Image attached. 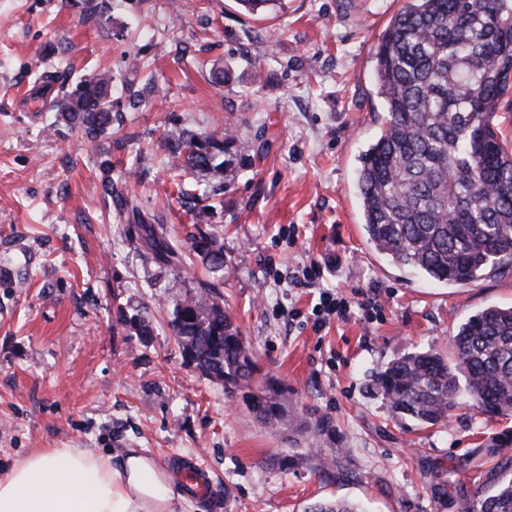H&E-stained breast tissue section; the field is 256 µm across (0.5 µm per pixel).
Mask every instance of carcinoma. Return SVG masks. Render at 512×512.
<instances>
[{
    "mask_svg": "<svg viewBox=\"0 0 512 512\" xmlns=\"http://www.w3.org/2000/svg\"><path fill=\"white\" fill-rule=\"evenodd\" d=\"M378 94L388 117L361 155L357 172L368 241L393 263L450 285L481 280L487 270L512 263V147L495 123L501 98L512 90V0H408L378 39ZM65 120L95 138L112 126V73L82 80L54 105ZM240 165L251 143L227 130L165 132L157 147L194 173L225 169L224 145ZM199 224L191 250L215 270L224 248ZM142 242L165 265L181 256L165 233L143 224ZM171 327L185 359L233 387L255 373L253 355L224 309L219 285L205 284L174 300ZM451 356L434 350L405 353L377 372L372 391L392 412L419 425L444 423L465 392L476 412L512 415V307L489 306L452 336ZM282 392L269 387L254 409L282 419ZM512 432L480 452L507 472L490 494L461 512H512ZM306 512H362L345 502H318Z\"/></svg>",
    "mask_w": 512,
    "mask_h": 512,
    "instance_id": "carcinoma-1",
    "label": "carcinoma"
}]
</instances>
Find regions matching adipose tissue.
<instances>
[{
	"label": "adipose tissue",
	"instance_id": "obj_1",
	"mask_svg": "<svg viewBox=\"0 0 512 512\" xmlns=\"http://www.w3.org/2000/svg\"><path fill=\"white\" fill-rule=\"evenodd\" d=\"M184 499L143 449L122 455L42 448L0 472V512H184Z\"/></svg>",
	"mask_w": 512,
	"mask_h": 512
}]
</instances>
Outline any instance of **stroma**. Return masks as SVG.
<instances>
[{
	"label": "stroma",
	"mask_w": 512,
	"mask_h": 512,
	"mask_svg": "<svg viewBox=\"0 0 512 512\" xmlns=\"http://www.w3.org/2000/svg\"><path fill=\"white\" fill-rule=\"evenodd\" d=\"M0 0V469L40 448H141L169 473L198 461L212 497L182 482L186 512H459L498 473L476 451L512 430L459 399L446 424L392 416L373 373L413 350L448 353L460 323L512 306V265L450 286L397 267L367 239L360 157L387 116L374 47L405 0ZM262 61L266 82L253 80ZM111 71L112 126L97 139L54 124L51 102ZM232 130L257 149L211 177L174 168L163 130ZM135 210L118 214L103 189ZM213 215L224 269H204L179 190ZM165 225L170 268L140 247ZM220 283L259 371L226 386L189 364L171 328L176 297ZM332 293L347 318L318 313ZM147 316L151 335L130 318ZM287 389L286 416L253 400ZM332 421L318 434L320 416Z\"/></svg>",
	"instance_id": "1"
}]
</instances>
